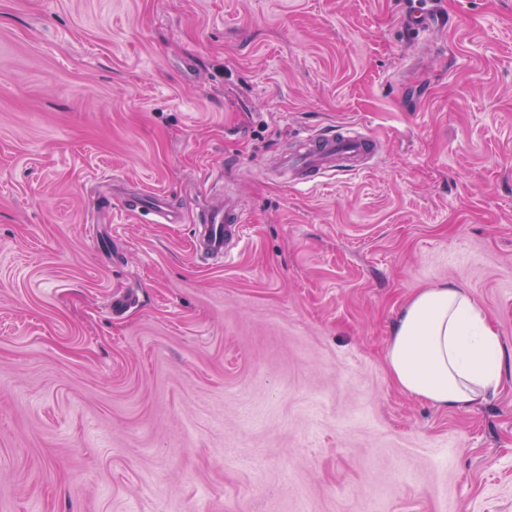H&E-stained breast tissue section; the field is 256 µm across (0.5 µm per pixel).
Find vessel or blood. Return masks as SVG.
<instances>
[{
    "label": "vessel or blood",
    "instance_id": "1",
    "mask_svg": "<svg viewBox=\"0 0 512 512\" xmlns=\"http://www.w3.org/2000/svg\"><path fill=\"white\" fill-rule=\"evenodd\" d=\"M436 25L432 13L421 0H412L405 17L408 31L429 30ZM299 146L286 158L285 173L291 184H315L337 171L359 173L376 159L381 150L379 141L351 125H339L299 135ZM126 207L139 215H149L163 224L180 223L179 214L171 212L163 197L140 194L128 199ZM246 217L239 205L231 200L216 204L206 215L200 238L193 245L198 257L218 259L228 257L231 247L244 237Z\"/></svg>",
    "mask_w": 512,
    "mask_h": 512
}]
</instances>
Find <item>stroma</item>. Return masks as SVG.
<instances>
[{"instance_id": "obj_1", "label": "stroma", "mask_w": 512, "mask_h": 512, "mask_svg": "<svg viewBox=\"0 0 512 512\" xmlns=\"http://www.w3.org/2000/svg\"><path fill=\"white\" fill-rule=\"evenodd\" d=\"M425 5L0 0V512H512V0ZM336 124L368 170L277 181ZM226 196L243 242L194 257ZM447 283L504 351L469 410L385 360ZM435 25V16L422 7L421 0H412L410 10L405 17L406 29L412 33L432 29ZM165 196H150L143 191L139 196L126 200L129 211L138 215H151L157 224H178L182 221L181 214L171 212L165 206Z\"/></svg>"}]
</instances>
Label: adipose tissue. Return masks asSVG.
I'll return each mask as SVG.
<instances>
[{
	"instance_id": "1",
	"label": "adipose tissue",
	"mask_w": 512,
	"mask_h": 512,
	"mask_svg": "<svg viewBox=\"0 0 512 512\" xmlns=\"http://www.w3.org/2000/svg\"><path fill=\"white\" fill-rule=\"evenodd\" d=\"M386 362L401 390L438 409L466 410L496 395L503 352L475 298L446 284L420 290L403 306Z\"/></svg>"
}]
</instances>
